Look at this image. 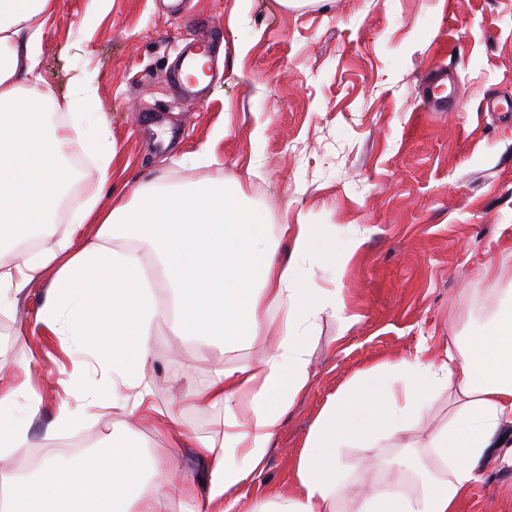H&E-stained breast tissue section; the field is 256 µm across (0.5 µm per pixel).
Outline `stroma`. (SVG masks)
<instances>
[{
	"mask_svg": "<svg viewBox=\"0 0 512 512\" xmlns=\"http://www.w3.org/2000/svg\"><path fill=\"white\" fill-rule=\"evenodd\" d=\"M205 38L215 63L198 100L166 79L178 52ZM42 77L57 96L75 69L97 74V116L112 131V189L224 179L261 210L278 255L291 250L284 224L328 226L349 256L315 268L309 284L336 289L342 318L324 317L308 387L273 439L252 495L287 490L290 463L329 396L369 366L426 343L476 332L512 285V0H188L184 14L164 0H57L39 43ZM456 78V106L428 111L423 83L435 63ZM53 271L0 316V358L31 366L44 394L32 427L42 429L68 395L72 362L65 337L38 323ZM264 336L220 350L155 329L154 405L191 432L207 434L224 412L192 408V386L217 364L259 358ZM448 419V400L423 423L386 440L389 466L413 481L428 429ZM133 440L160 464L178 458L195 482L204 465L140 425ZM459 512H512V454L496 449Z\"/></svg>",
	"mask_w": 512,
	"mask_h": 512,
	"instance_id": "1",
	"label": "stroma"
}]
</instances>
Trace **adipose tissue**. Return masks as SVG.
<instances>
[{
	"mask_svg": "<svg viewBox=\"0 0 512 512\" xmlns=\"http://www.w3.org/2000/svg\"><path fill=\"white\" fill-rule=\"evenodd\" d=\"M56 0H0V314L12 311L25 288L53 270L41 318L77 350L91 352L92 368L74 370L73 404H61L43 429L44 440L82 423L83 408H119L127 428L152 419L172 443L189 441L207 466L202 487L176 470L148 471L143 452L122 435L107 437L90 460L45 457L35 473L9 469L11 456L30 447L42 406L28 380L0 389V512H168L177 498L193 512H457L460 498L480 479L493 448L512 447V289L477 335L456 337L444 352L426 345L396 362L359 374L330 396L292 463L293 490L255 501L247 486L263 473L267 452L296 397L309 384L321 321L342 309L331 288L309 287L307 265L335 259L336 246L316 225L285 224L288 257H278L262 213L236 191L214 181L189 188L159 183L136 188L102 207L91 196L75 209L72 233L42 244L32 255L16 246L54 223L53 202L68 194L67 153L75 134L100 186L112 183L115 149L94 112L96 75L80 71L64 103H57L38 72L37 45ZM62 107L65 121L46 112ZM149 248L170 293L158 304L141 256ZM280 313L265 354L234 368L215 369L210 382L185 394L192 407H220L224 418L208 436H196L153 404L149 372L154 330L223 344L257 335L268 310ZM99 374L87 387V372ZM453 391L447 424L427 436L418 491L403 480L357 485L340 462L341 448L372 449L411 429L432 402Z\"/></svg>",
	"mask_w": 512,
	"mask_h": 512,
	"instance_id": "ef3b65f1",
	"label": "adipose tissue"
}]
</instances>
